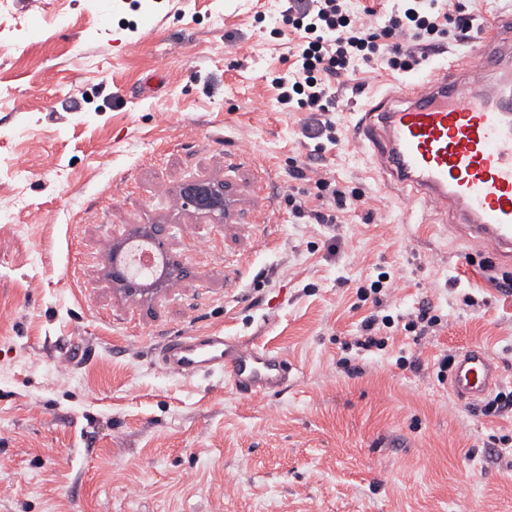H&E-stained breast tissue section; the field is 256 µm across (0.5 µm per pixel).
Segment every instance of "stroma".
Returning <instances> with one entry per match:
<instances>
[{
	"instance_id": "35a3bbf8",
	"label": "stroma",
	"mask_w": 512,
	"mask_h": 512,
	"mask_svg": "<svg viewBox=\"0 0 512 512\" xmlns=\"http://www.w3.org/2000/svg\"><path fill=\"white\" fill-rule=\"evenodd\" d=\"M0 8V512H512V410L486 416L437 379L484 346L512 388V294L473 241L387 186L351 140L403 73L338 86V144L301 130L272 80L296 39L268 0H4ZM247 164L225 166L233 149ZM306 177L291 181L293 168ZM238 188L229 224L187 214L180 184ZM362 193L336 223L296 217L294 184ZM170 225L190 279L129 299L113 241ZM392 271L385 310L428 307L421 337L353 347L359 286ZM221 332L279 352L281 391L223 371L169 374L161 345ZM418 369H411V362ZM113 258L114 256H112V266L109 267L106 275L108 281L112 285V288L126 298H142L144 296L142 290L139 288H134V286L130 283V279L125 269L114 265Z\"/></svg>"
}]
</instances>
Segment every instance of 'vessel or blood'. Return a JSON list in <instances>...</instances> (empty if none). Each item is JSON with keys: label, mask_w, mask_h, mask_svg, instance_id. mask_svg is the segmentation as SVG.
<instances>
[{"label": "vessel or blood", "mask_w": 512, "mask_h": 512, "mask_svg": "<svg viewBox=\"0 0 512 512\" xmlns=\"http://www.w3.org/2000/svg\"><path fill=\"white\" fill-rule=\"evenodd\" d=\"M352 137L368 142L381 175L512 266V14L472 38L465 60L372 100ZM159 362L183 376L224 371L250 395L288 381L284 358L219 333L169 340ZM500 382L478 344L458 351L448 371L449 388L464 402H480Z\"/></svg>", "instance_id": "b4317fda"}]
</instances>
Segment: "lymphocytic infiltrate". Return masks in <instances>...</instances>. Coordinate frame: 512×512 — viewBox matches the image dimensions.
Masks as SVG:
<instances>
[{
	"mask_svg": "<svg viewBox=\"0 0 512 512\" xmlns=\"http://www.w3.org/2000/svg\"><path fill=\"white\" fill-rule=\"evenodd\" d=\"M285 16L298 39L289 48L287 72L273 80L277 101L316 113L303 135L332 143L339 139L335 121L327 117L336 103L332 86L350 80L356 65L411 70L440 39L452 35L463 41L472 30L455 0H396L384 17L369 9L354 16L347 0H288Z\"/></svg>",
	"mask_w": 512,
	"mask_h": 512,
	"instance_id": "lymphocytic-infiltrate-1",
	"label": "lymphocytic infiltrate"
}]
</instances>
